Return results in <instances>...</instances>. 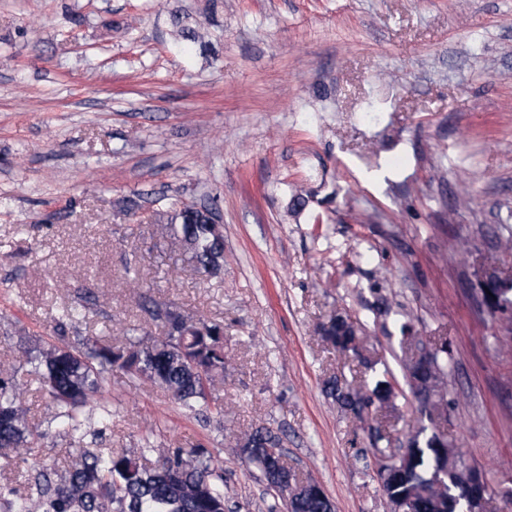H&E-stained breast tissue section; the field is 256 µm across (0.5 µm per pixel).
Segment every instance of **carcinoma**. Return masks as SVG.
Segmentation results:
<instances>
[{"label":"carcinoma","instance_id":"obj_1","mask_svg":"<svg viewBox=\"0 0 512 512\" xmlns=\"http://www.w3.org/2000/svg\"><path fill=\"white\" fill-rule=\"evenodd\" d=\"M172 209L165 232L198 272L215 276V270L224 265L222 227L212 222L207 209L178 202ZM143 308L150 319L164 325L178 314L151 299ZM325 340L341 352L357 353L358 337L337 334L334 324ZM34 361L52 419L80 440L88 420L85 408L101 392L104 373L115 366L160 386L195 414L224 416V408L213 405L210 398L211 386L224 378L228 362L224 325L219 321L185 316L175 330L166 327L161 336L120 346L94 343L84 351L62 340L39 349ZM447 369L448 360L434 352L421 369L413 362L405 365V376L410 388L423 392L428 404L434 405L447 396ZM15 377L13 365L0 364V448L19 454L31 448L41 434L29 426ZM325 391L361 423L363 408L391 403L398 396L394 384L384 377L375 379L368 394L348 389L336 378L326 381ZM228 433L244 443L248 461L266 473L270 489L277 490L283 475L293 480L294 494L285 499L286 512H330L329 497L318 485L309 480L298 482L282 460L278 434L263 427L237 434L230 428ZM152 451L148 439L138 457L75 448L64 470L38 467L29 478L28 496L7 499L0 490V504L8 512H224V472L207 449L177 448L150 467L145 454ZM456 456L454 448L412 435L404 451L392 457L398 473L382 484L386 498L409 502L413 512H483L484 505L469 506L456 489L453 472H458L463 482L468 479Z\"/></svg>","mask_w":512,"mask_h":512}]
</instances>
